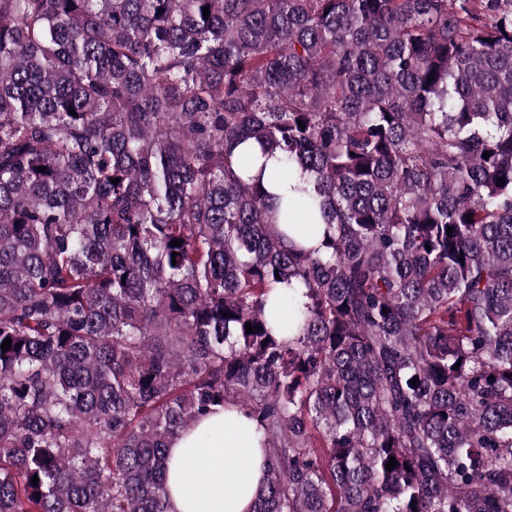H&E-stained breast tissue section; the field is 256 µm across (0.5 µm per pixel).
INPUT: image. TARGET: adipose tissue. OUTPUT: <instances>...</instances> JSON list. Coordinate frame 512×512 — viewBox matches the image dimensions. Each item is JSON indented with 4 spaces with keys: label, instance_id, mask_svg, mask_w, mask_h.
<instances>
[{
    "label": "adipose tissue",
    "instance_id": "1",
    "mask_svg": "<svg viewBox=\"0 0 512 512\" xmlns=\"http://www.w3.org/2000/svg\"><path fill=\"white\" fill-rule=\"evenodd\" d=\"M265 478L261 434L236 407L202 418L170 443L171 512H252Z\"/></svg>",
    "mask_w": 512,
    "mask_h": 512
}]
</instances>
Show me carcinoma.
<instances>
[{
  "label": "carcinoma",
  "instance_id": "1",
  "mask_svg": "<svg viewBox=\"0 0 512 512\" xmlns=\"http://www.w3.org/2000/svg\"><path fill=\"white\" fill-rule=\"evenodd\" d=\"M7 337L0 512H512V0H0ZM265 478L261 434L234 406L202 418L170 443L171 512H252Z\"/></svg>",
  "mask_w": 512,
  "mask_h": 512
}]
</instances>
